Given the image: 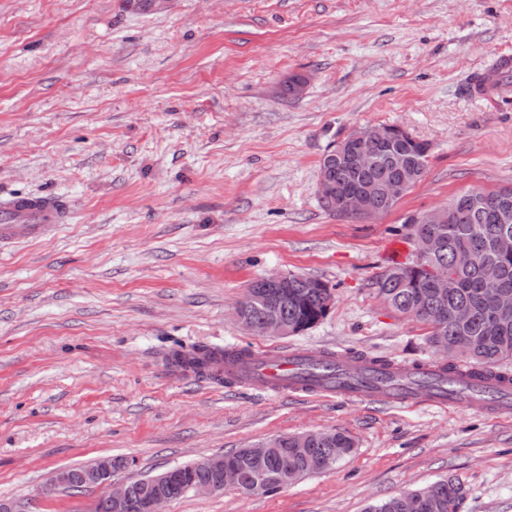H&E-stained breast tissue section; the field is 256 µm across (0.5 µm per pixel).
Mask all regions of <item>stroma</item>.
<instances>
[{"label": "stroma", "mask_w": 512, "mask_h": 512, "mask_svg": "<svg viewBox=\"0 0 512 512\" xmlns=\"http://www.w3.org/2000/svg\"><path fill=\"white\" fill-rule=\"evenodd\" d=\"M512 52V0H0V201L55 195L65 223L0 241V499L91 512L59 471L130 460L129 481L283 434L339 431L351 456L268 496L234 488L163 512H366L452 476L461 512H512V412L262 394L181 371L177 349L306 348L435 360L428 327L372 285L406 215L512 186V90L468 95ZM293 74L305 95L281 92ZM432 145L390 212L347 221L317 196L350 131ZM332 288L316 326L243 328L274 273Z\"/></svg>", "instance_id": "35a3bbf8"}]
</instances>
